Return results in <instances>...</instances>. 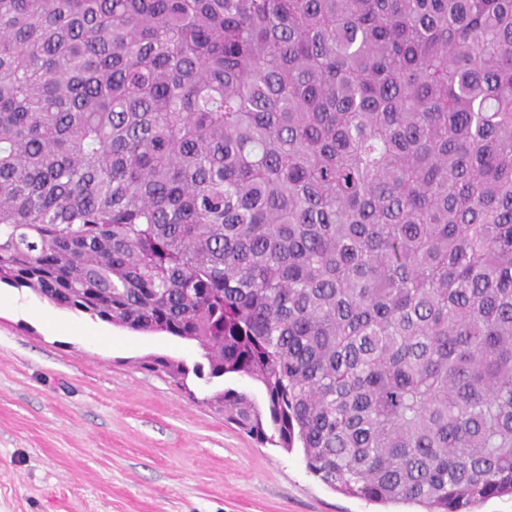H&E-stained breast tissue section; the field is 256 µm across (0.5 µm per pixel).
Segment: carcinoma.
Wrapping results in <instances>:
<instances>
[{"instance_id":"carcinoma-1","label":"carcinoma","mask_w":512,"mask_h":512,"mask_svg":"<svg viewBox=\"0 0 512 512\" xmlns=\"http://www.w3.org/2000/svg\"><path fill=\"white\" fill-rule=\"evenodd\" d=\"M0 283L343 495L512 496V0H0Z\"/></svg>"}]
</instances>
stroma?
Wrapping results in <instances>:
<instances>
[{"instance_id":"obj_1","label":"stroma","mask_w":512,"mask_h":512,"mask_svg":"<svg viewBox=\"0 0 512 512\" xmlns=\"http://www.w3.org/2000/svg\"><path fill=\"white\" fill-rule=\"evenodd\" d=\"M151 355L201 361L196 343L131 332L0 286V512H414L341 495L301 449L260 444L208 403L227 375L176 385Z\"/></svg>"}]
</instances>
